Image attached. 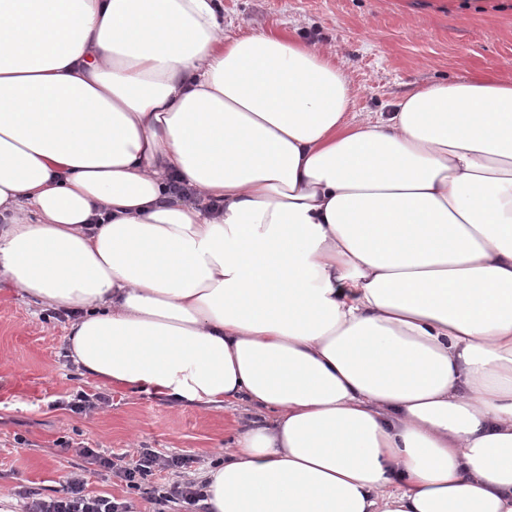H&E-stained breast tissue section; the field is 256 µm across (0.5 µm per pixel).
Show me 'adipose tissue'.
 <instances>
[{"label":"adipose tissue","instance_id":"adipose-tissue-1","mask_svg":"<svg viewBox=\"0 0 512 512\" xmlns=\"http://www.w3.org/2000/svg\"><path fill=\"white\" fill-rule=\"evenodd\" d=\"M220 10L0 0V282L83 375L262 413L210 512H512V81L358 117Z\"/></svg>","mask_w":512,"mask_h":512}]
</instances>
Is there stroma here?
<instances>
[{"label":"stroma","instance_id":"35a3bbf8","mask_svg":"<svg viewBox=\"0 0 512 512\" xmlns=\"http://www.w3.org/2000/svg\"><path fill=\"white\" fill-rule=\"evenodd\" d=\"M452 2L222 0L221 14L239 34L289 32L309 44L339 46L359 90L356 111L388 112L406 92L438 80L512 81V10L486 0L485 10L463 16ZM67 325L0 284V512H17L19 492L30 488L53 496L80 463L82 446L129 458L139 447L183 456L189 474L202 476L244 408L182 407L84 376L66 356ZM79 391L107 402L91 416L73 414L63 404ZM82 476L91 493L131 502L132 512H155L119 474L88 464Z\"/></svg>","mask_w":512,"mask_h":512}]
</instances>
